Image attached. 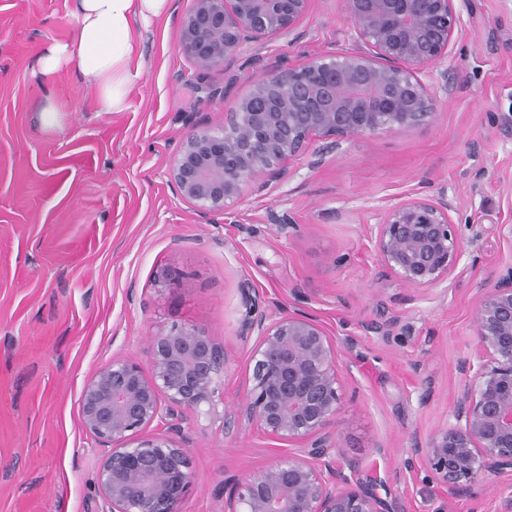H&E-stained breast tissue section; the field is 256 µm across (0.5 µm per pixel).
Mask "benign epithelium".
<instances>
[{
	"instance_id": "1",
	"label": "benign epithelium",
	"mask_w": 512,
	"mask_h": 512,
	"mask_svg": "<svg viewBox=\"0 0 512 512\" xmlns=\"http://www.w3.org/2000/svg\"><path fill=\"white\" fill-rule=\"evenodd\" d=\"M312 0H192L179 47L197 70L229 66L247 44L295 34ZM458 0H346L359 40L369 51L318 56L298 67L266 64L221 130L204 129L170 165L177 194L204 221L248 191L260 193L313 137L351 140L436 119L435 101L419 78L451 60L464 34ZM448 195L414 197L390 208L377 225L383 267L424 290L448 280L463 243ZM239 335L254 339L240 415L288 452L264 470L233 480L224 512H403L387 474L347 476L327 458L342 399L340 349L315 317L290 311L269 317L259 289L239 286ZM474 385L453 407L455 423L418 444L405 467L422 469L448 495L481 476L512 477V266L476 298ZM226 354L194 327L154 336L150 373L116 359L84 385L81 427L103 447L97 472L109 512H176L191 482L180 441L185 412L207 405L223 383ZM162 432L149 435L152 425Z\"/></svg>"
}]
</instances>
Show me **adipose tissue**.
Here are the masks:
<instances>
[{"label":"adipose tissue","mask_w":512,"mask_h":512,"mask_svg":"<svg viewBox=\"0 0 512 512\" xmlns=\"http://www.w3.org/2000/svg\"><path fill=\"white\" fill-rule=\"evenodd\" d=\"M171 0H73L78 29L75 42L50 44L36 60L49 76L74 67L96 90L101 111L127 109L141 76V29L165 16Z\"/></svg>","instance_id":"1"}]
</instances>
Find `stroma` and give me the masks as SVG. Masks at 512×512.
I'll return each instance as SVG.
<instances>
[{
    "label": "stroma",
    "mask_w": 512,
    "mask_h": 512,
    "mask_svg": "<svg viewBox=\"0 0 512 512\" xmlns=\"http://www.w3.org/2000/svg\"><path fill=\"white\" fill-rule=\"evenodd\" d=\"M143 40L142 74L122 112L69 69L35 61L73 41L72 0H0V512H95L100 447L80 426L85 383L115 359L149 364L152 337L193 326L223 345L224 406L241 400L252 344L237 333L250 279L267 314L317 317L341 350L336 462L386 471L404 512H512L493 480L438 493L404 461L452 424L472 382L474 300L512 265V0H463L453 65L421 72L435 122L347 141L314 138L280 181L228 203L211 223L176 194L170 163L196 130L224 126L259 71L251 49L198 73L178 46L191 0ZM361 47L345 0H312L267 62L298 65ZM203 84L225 87L205 99ZM54 102V126L41 107ZM447 188L464 250L453 280L414 290L386 273L374 230L392 206ZM290 217L281 231L270 213ZM193 479L177 512H222L229 477L275 459L274 441L215 416L184 424Z\"/></svg>",
    "instance_id": "35a3bbf8"
}]
</instances>
